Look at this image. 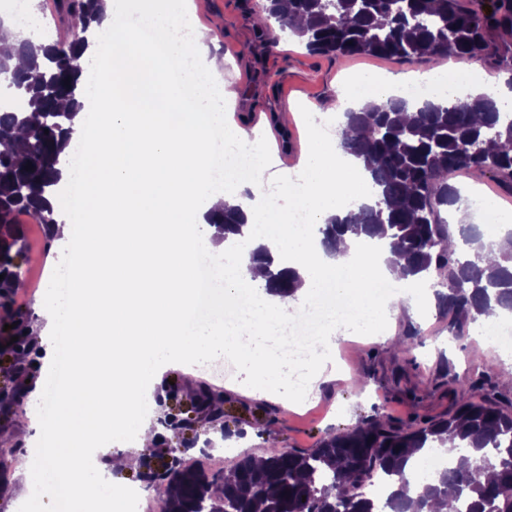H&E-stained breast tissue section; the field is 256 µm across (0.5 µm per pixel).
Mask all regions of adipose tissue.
I'll use <instances>...</instances> for the list:
<instances>
[{
  "mask_svg": "<svg viewBox=\"0 0 512 512\" xmlns=\"http://www.w3.org/2000/svg\"><path fill=\"white\" fill-rule=\"evenodd\" d=\"M108 11L117 19L111 32L113 78L99 85L105 120L85 151L83 203L94 227L72 265L69 300L34 303L43 321L40 342H49L59 321L69 322L71 373L56 389V413L47 431L29 441L21 470L25 492L15 512H43L46 504L62 499L67 512H86L110 479L97 464L102 450L128 435L150 447L145 403L160 362L186 358L197 365L220 350L241 363L253 391L263 393L283 382L286 370L279 357L265 351L260 329H274L324 284H334L359 311L344 334H365L374 322L393 318L369 284L395 277L401 263L396 254L349 236L343 256L327 258L317 241L291 222L292 212L303 210L314 223H325L349 196L373 200L363 166L314 137L293 167L295 182L283 183L277 206L260 192L239 200L247 220L263 213L261 241L271 252L296 255L301 281L295 296L261 299L256 321L229 333L188 327L198 295L193 272L198 240L185 216L198 202L214 211L229 200L206 177L207 130L228 88L224 60L216 55L208 60L205 95L185 107L181 84L135 42L126 23L127 0H110ZM396 95V83L384 79L372 81L363 94L346 84L322 109L341 113L355 103L383 108ZM335 347V332L321 336L319 350L289 390V403L313 394Z\"/></svg>",
  "mask_w": 512,
  "mask_h": 512,
  "instance_id": "obj_1",
  "label": "adipose tissue"
}]
</instances>
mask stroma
<instances>
[{
	"instance_id": "obj_1",
	"label": "stroma",
	"mask_w": 512,
	"mask_h": 512,
	"mask_svg": "<svg viewBox=\"0 0 512 512\" xmlns=\"http://www.w3.org/2000/svg\"><path fill=\"white\" fill-rule=\"evenodd\" d=\"M196 22L211 27L209 54L224 59V78L236 87L234 101L224 110L226 126H253L257 146L279 177H287L288 151L282 148L268 123H249L248 113L281 112L293 106L289 127L300 143H308L310 134L299 119L300 110L321 107L335 96L348 77L379 72L402 80L430 70L427 62H407L369 55L331 57L309 52L302 39L284 32L278 44L266 51L255 39V17L260 0H189ZM23 253L17 262L21 268L22 291L16 299L28 328L41 320L30 300L50 298L48 278L51 268L67 259V241H54L50 254H43L44 229L27 220L23 223ZM422 284L407 285L405 298L395 300L398 313L388 327L387 341L367 337L338 340L334 362L341 377L320 383L310 398L298 405L289 404L282 391L252 393L241 366L214 378L204 372L187 373L182 363L167 364L159 373L152 395L158 412L152 421L153 449L136 447L131 440L114 445L112 456L118 461L112 469V487L137 490L139 512H157L153 489L143 479L146 469L158 468L170 449L200 451L211 449L204 464L212 470L220 465L214 456L233 449L235 456H255L269 445L296 450L315 448L329 435L369 419L388 416L408 421L435 417L447 412L451 391L456 383L485 379L501 403L512 401V362L483 350L476 324L463 334L451 329L449 320L436 306L410 313L406 299L421 294ZM416 337L410 351H396L392 343L407 331ZM208 389L222 395L223 417L204 424L188 386ZM32 418L26 399H19L8 413L0 412V474L17 470L24 460L23 435Z\"/></svg>"
}]
</instances>
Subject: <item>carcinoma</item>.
Instances as JSON below:
<instances>
[{
	"label": "carcinoma",
	"mask_w": 512,
	"mask_h": 512,
	"mask_svg": "<svg viewBox=\"0 0 512 512\" xmlns=\"http://www.w3.org/2000/svg\"><path fill=\"white\" fill-rule=\"evenodd\" d=\"M66 21V40L19 39L14 52L0 51V76L19 104L0 112V308H13L21 276L12 249L22 239L19 217L45 228L57 223L51 199L61 190L74 119L83 112L81 58L106 18L105 0H56ZM267 0L258 19L265 47L277 43L267 25L302 38L308 50L346 57L425 59L434 64L457 56L512 71V0ZM25 58L11 64L13 54ZM70 85H64L65 80ZM341 149L364 163L378 197L357 212L335 215L318 227L326 255L342 254L347 236L387 240L403 260L398 281L442 276L435 292L439 313L462 331L497 307L512 312V233L490 241L478 224L461 225L466 249L448 244L444 214L460 199L450 175L489 172L505 194L512 193V118L487 95L442 106L394 99L383 109H349L338 128ZM33 170H25L27 163ZM217 236L242 242L251 235L240 205L208 216ZM264 268L265 291L294 296L296 274L267 248L249 252ZM203 391L199 411L210 422L223 408ZM444 448L466 452L472 464L450 467L416 481L407 469L412 451ZM375 476L388 486L384 503L364 494ZM160 512H512V412L481 393L474 383L456 395L445 416L421 427L390 418L364 422L300 452L272 447L262 463L238 459L229 474L183 467L161 480Z\"/></svg>",
	"instance_id": "1"
}]
</instances>
